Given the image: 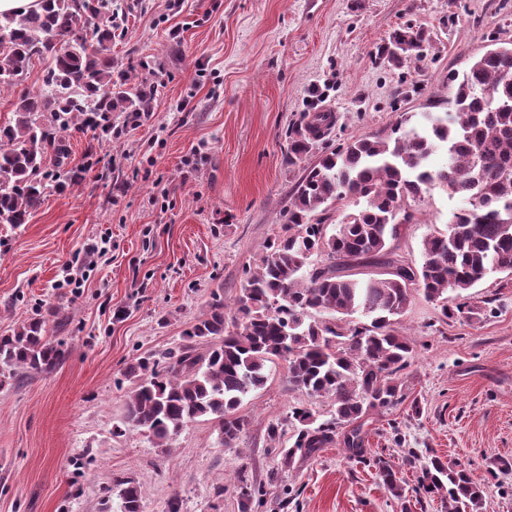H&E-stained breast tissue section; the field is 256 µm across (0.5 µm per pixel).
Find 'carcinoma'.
Returning <instances> with one entry per match:
<instances>
[{
	"mask_svg": "<svg viewBox=\"0 0 512 512\" xmlns=\"http://www.w3.org/2000/svg\"><path fill=\"white\" fill-rule=\"evenodd\" d=\"M119 10L112 0H43L39 11L0 18V88L20 84L33 60L48 62L40 89L21 95L12 119L0 124V224L28 223L48 190L74 181L64 168L67 131L110 136L112 113L149 111L153 92L129 85L112 61ZM426 43L422 30L406 24L378 56L399 68L422 57ZM450 84L453 111L428 113L420 126L403 114L386 135L344 142L304 168L283 233L264 245L256 269L244 270L234 316L225 317L224 298L215 292L180 346L129 367L135 386L123 425L166 448L188 423L209 417L221 445L231 448L245 426L236 410L265 385L268 365L281 360L288 386L330 399L334 414L319 423L310 409L292 408L297 433L293 446L280 450L282 464L334 444L344 426L348 457H364L357 422L368 409L397 402L399 374L414 352L398 317L415 288L445 318L478 321L469 290L491 273H512V46L486 50ZM333 123L327 112L305 116L289 136L288 154L307 159ZM440 147L446 164L428 168ZM435 188L462 206L446 232L424 240L421 264H405L389 250L400 234L396 217L412 222V204ZM342 202L354 209L337 221ZM323 257L326 263H313ZM355 266L381 272L354 278L347 270ZM63 358L40 317L0 336V377L48 373ZM375 470L393 497H403L398 471L382 460ZM418 480L427 493L447 494L448 512H485L483 489L437 455ZM120 486L122 512H144L136 482L126 478ZM263 493L260 485L241 487L239 512H252Z\"/></svg>",
	"mask_w": 512,
	"mask_h": 512,
	"instance_id": "carcinoma-1",
	"label": "carcinoma"
}]
</instances>
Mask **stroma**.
<instances>
[{
    "label": "stroma",
    "mask_w": 512,
    "mask_h": 512,
    "mask_svg": "<svg viewBox=\"0 0 512 512\" xmlns=\"http://www.w3.org/2000/svg\"><path fill=\"white\" fill-rule=\"evenodd\" d=\"M116 66L153 87L149 115L121 138L70 131L77 179L48 192L28 224H0V336L44 315L66 357L51 373L0 384V512H102L108 488L134 479L144 512H239L243 484L263 486L253 512H401L371 462L401 467L411 512H446L418 487L404 453L466 467L487 512H512V275L469 295L481 321L443 318L415 295L401 325L415 348L403 398L369 410L365 462L343 442L281 464L293 407L332 417L329 399L290 388L284 363L237 410L231 448L202 417L168 449L123 425L137 358L177 347L212 293L233 303L243 270L280 231L302 174L288 138L308 113H334L317 152L387 133L402 113L448 109V78L492 40H512V0H122ZM431 48L397 69L377 51L405 24ZM191 166H184V159ZM457 199L433 190L390 249L420 263L424 240L446 231ZM107 254L80 292L59 287L74 255ZM419 415H412V403ZM278 425L276 440L267 428Z\"/></svg>",
    "instance_id": "stroma-1"
}]
</instances>
